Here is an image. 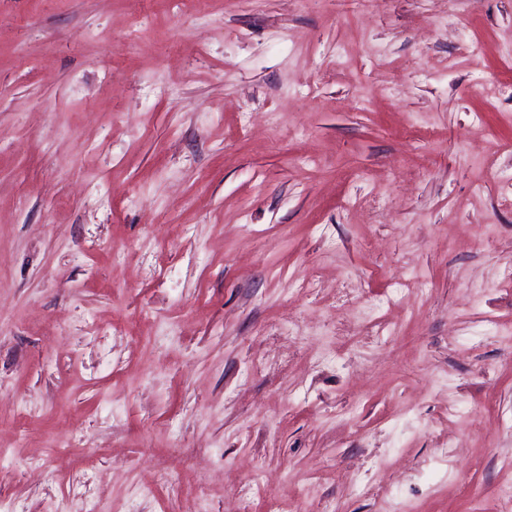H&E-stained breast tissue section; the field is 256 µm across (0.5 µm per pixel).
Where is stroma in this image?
<instances>
[{"label":"stroma","instance_id":"obj_1","mask_svg":"<svg viewBox=\"0 0 512 512\" xmlns=\"http://www.w3.org/2000/svg\"><path fill=\"white\" fill-rule=\"evenodd\" d=\"M510 269L512 0H0L14 512H512Z\"/></svg>","mask_w":512,"mask_h":512}]
</instances>
